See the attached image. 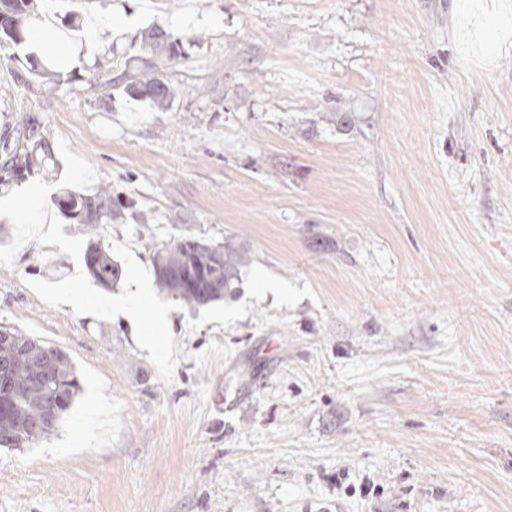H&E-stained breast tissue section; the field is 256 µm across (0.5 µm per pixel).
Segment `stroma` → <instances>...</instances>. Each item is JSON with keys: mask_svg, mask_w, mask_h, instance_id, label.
I'll use <instances>...</instances> for the list:
<instances>
[{"mask_svg": "<svg viewBox=\"0 0 512 512\" xmlns=\"http://www.w3.org/2000/svg\"><path fill=\"white\" fill-rule=\"evenodd\" d=\"M35 0L77 46L48 99L0 47V131L36 110L129 202L139 262L245 250L234 297L169 314L162 383L123 317L47 307L74 274L29 243L0 326L66 352L58 429L0 448V512H512V0ZM183 35L165 111L128 97L151 30ZM131 235H124V228Z\"/></svg>", "mask_w": 512, "mask_h": 512, "instance_id": "35a3bbf8", "label": "stroma"}]
</instances>
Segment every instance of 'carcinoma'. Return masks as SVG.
Segmentation results:
<instances>
[{
  "label": "carcinoma",
  "instance_id": "cac0c4a2",
  "mask_svg": "<svg viewBox=\"0 0 512 512\" xmlns=\"http://www.w3.org/2000/svg\"><path fill=\"white\" fill-rule=\"evenodd\" d=\"M34 0H0V43L21 45L29 36L28 21ZM182 47V40L164 31L156 30L141 41L138 51L149 56L148 66L138 72L124 88L130 97L146 98L159 110L169 108L180 89L165 78L164 69L174 60ZM30 73L38 78L41 95L57 91L55 74L48 69L31 65ZM3 146L12 148L10 164L0 169V184L22 179L32 169L42 166L51 151L45 126L34 114L24 116L18 124L3 132ZM69 217L97 234L100 226L124 208L120 196H112V189L102 187L91 195L65 192L58 200ZM85 265L93 278L103 287L111 288L118 277V266L112 261L111 248L100 238L90 240L84 254ZM153 266L161 291L189 306L205 305L224 299L237 288L240 268L248 257L226 244L213 246L194 237H184L153 253ZM17 391L13 400L14 417L21 423H33L43 418L45 402L56 391L66 403L58 409L53 420L44 424L41 431L32 435L20 430L0 432V447L24 448L53 433L64 413L80 391L79 377L67 354L55 358L54 378L50 384L27 357L14 359L11 366Z\"/></svg>",
  "mask_w": 512,
  "mask_h": 512
}]
</instances>
